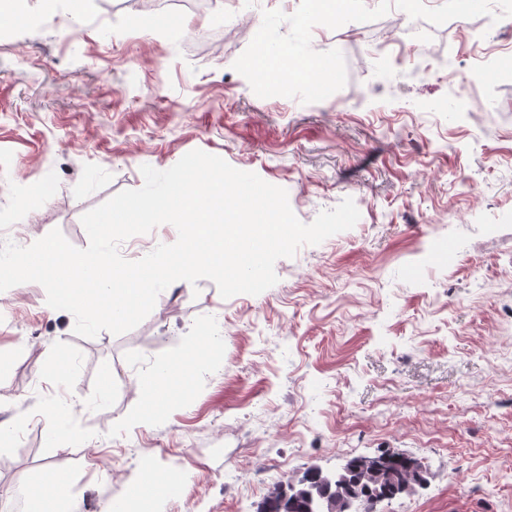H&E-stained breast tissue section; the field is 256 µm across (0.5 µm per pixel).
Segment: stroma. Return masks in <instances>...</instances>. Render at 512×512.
<instances>
[{
    "instance_id": "stroma-1",
    "label": "stroma",
    "mask_w": 512,
    "mask_h": 512,
    "mask_svg": "<svg viewBox=\"0 0 512 512\" xmlns=\"http://www.w3.org/2000/svg\"><path fill=\"white\" fill-rule=\"evenodd\" d=\"M203 2L26 0L0 23V242L57 228L86 248L84 213L195 149L284 188L303 223L348 197L360 219L279 259L259 295L174 282L121 335L76 336L40 284L0 292V512H37L49 468L66 479L57 512H257L273 483L382 453L428 476L377 512H512V79L477 69L481 18L315 26L348 81L304 104L256 96L232 67L263 11L300 0ZM410 27L425 45L396 62L388 42ZM205 331L224 339L206 372L183 352ZM175 356L146 414L135 388ZM146 451L173 477L138 499Z\"/></svg>"
}]
</instances>
